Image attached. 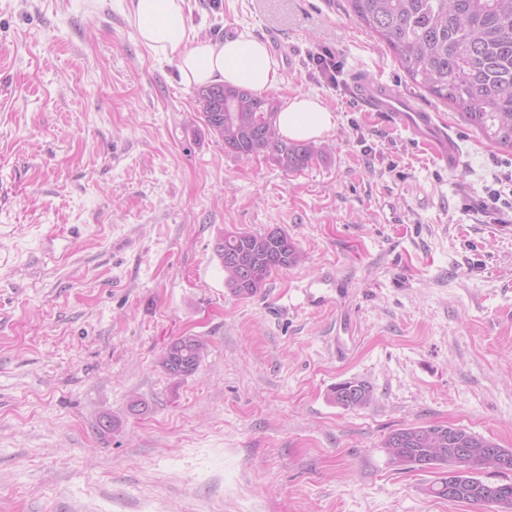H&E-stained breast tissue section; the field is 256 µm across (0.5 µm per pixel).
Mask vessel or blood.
Here are the masks:
<instances>
[{"mask_svg":"<svg viewBox=\"0 0 512 512\" xmlns=\"http://www.w3.org/2000/svg\"><path fill=\"white\" fill-rule=\"evenodd\" d=\"M353 93L367 111L385 113L391 124L410 131L435 161L446 166L455 164V144L434 113L416 106L411 99L397 96L375 77L357 76Z\"/></svg>","mask_w":512,"mask_h":512,"instance_id":"1","label":"vessel or blood"}]
</instances>
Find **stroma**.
Here are the masks:
<instances>
[{
	"label": "stroma",
	"instance_id": "stroma-1",
	"mask_svg": "<svg viewBox=\"0 0 512 512\" xmlns=\"http://www.w3.org/2000/svg\"><path fill=\"white\" fill-rule=\"evenodd\" d=\"M129 6L0 0V512H482L427 495L437 471L396 470L382 442L435 424L512 449V209L487 206L512 150L414 84L347 0H186L200 38L287 45L272 95L336 114L300 171L239 159L189 121L195 87ZM362 73L434 112L456 166L360 109ZM276 228L302 261L234 296L217 235ZM329 268L331 304L306 307ZM190 334L209 350L178 381L158 359ZM350 379L369 405L330 403Z\"/></svg>",
	"mask_w": 512,
	"mask_h": 512
}]
</instances>
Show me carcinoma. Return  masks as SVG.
I'll list each match as a JSON object with an SVG mask.
<instances>
[{"mask_svg":"<svg viewBox=\"0 0 512 512\" xmlns=\"http://www.w3.org/2000/svg\"><path fill=\"white\" fill-rule=\"evenodd\" d=\"M354 17L392 51L406 75L436 99L449 104L471 126L499 147L512 149V0H348ZM280 102L247 87L221 83L200 88L196 118L239 158L259 154L282 171L308 166L319 150L289 140L277 124ZM214 256L224 268L225 284L243 299L256 296L271 276L301 260L293 240L280 229L263 234L224 231ZM208 344L197 335L172 340L159 365L181 380L199 368ZM329 401L344 410L372 400L363 381L332 387ZM382 447L397 449L402 469L420 464L443 476L428 488L434 497L483 505L484 493L498 487L478 477L486 449L500 455L497 471L512 472V450L468 431L445 425H411L391 431ZM469 449L460 459L458 449ZM456 471V493L448 495V470Z\"/></svg>","mask_w":512,"mask_h":512,"instance_id":"carcinoma-1","label":"carcinoma"}]
</instances>
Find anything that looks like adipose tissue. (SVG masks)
Here are the masks:
<instances>
[{"label": "adipose tissue", "instance_id": "obj_1", "mask_svg": "<svg viewBox=\"0 0 512 512\" xmlns=\"http://www.w3.org/2000/svg\"><path fill=\"white\" fill-rule=\"evenodd\" d=\"M131 18L141 42L158 54L178 53L188 86L244 85L256 91L275 87L278 64L267 45L242 32L221 42L196 38L187 23L185 0H132ZM336 124L334 112L319 98L298 93L279 115V130L293 140L322 137Z\"/></svg>", "mask_w": 512, "mask_h": 512}]
</instances>
